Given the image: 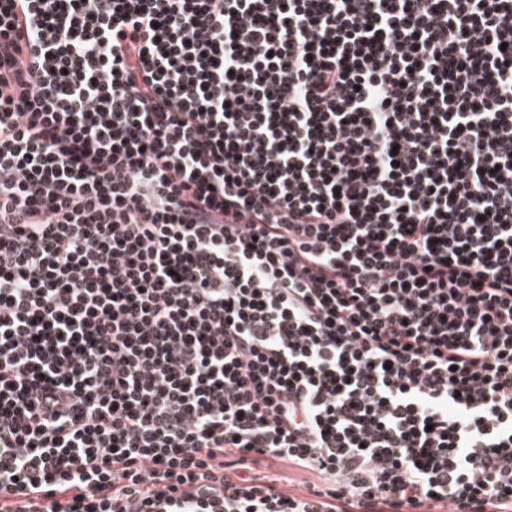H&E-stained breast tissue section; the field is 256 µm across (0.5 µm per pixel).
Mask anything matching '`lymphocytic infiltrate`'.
<instances>
[{"mask_svg": "<svg viewBox=\"0 0 512 512\" xmlns=\"http://www.w3.org/2000/svg\"><path fill=\"white\" fill-rule=\"evenodd\" d=\"M435 506L512 512V0H0V512Z\"/></svg>", "mask_w": 512, "mask_h": 512, "instance_id": "f902f5d3", "label": "lymphocytic infiltrate"}]
</instances>
